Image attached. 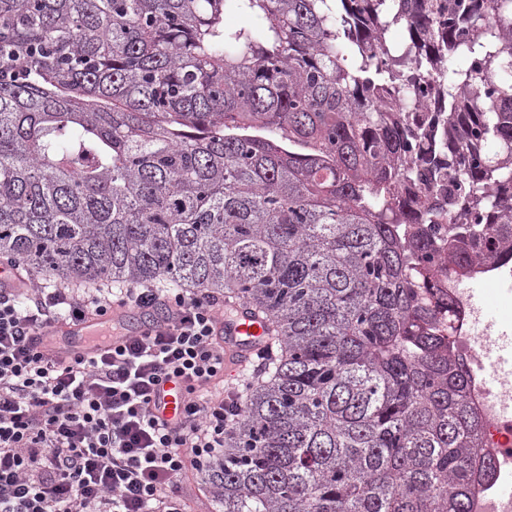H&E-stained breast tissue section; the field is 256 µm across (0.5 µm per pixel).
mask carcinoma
<instances>
[{"label": "carcinoma", "mask_w": 512, "mask_h": 512, "mask_svg": "<svg viewBox=\"0 0 512 512\" xmlns=\"http://www.w3.org/2000/svg\"><path fill=\"white\" fill-rule=\"evenodd\" d=\"M506 184L512 0H0V256L269 317L217 512H471L437 280L512 255Z\"/></svg>", "instance_id": "cac0c4a2"}]
</instances>
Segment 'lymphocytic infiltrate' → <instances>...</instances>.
<instances>
[{
	"instance_id": "1",
	"label": "lymphocytic infiltrate",
	"mask_w": 512,
	"mask_h": 512,
	"mask_svg": "<svg viewBox=\"0 0 512 512\" xmlns=\"http://www.w3.org/2000/svg\"><path fill=\"white\" fill-rule=\"evenodd\" d=\"M129 306L163 327L89 358L34 342ZM217 316L214 298L177 288L0 285V512H186L180 480L223 455L244 396L222 386ZM163 379L182 393L171 420L152 408Z\"/></svg>"
}]
</instances>
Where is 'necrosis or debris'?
<instances>
[{
	"label": "necrosis or debris",
	"instance_id": "obj_1",
	"mask_svg": "<svg viewBox=\"0 0 512 512\" xmlns=\"http://www.w3.org/2000/svg\"><path fill=\"white\" fill-rule=\"evenodd\" d=\"M492 282L498 286L499 301L512 308V258L474 263L466 278L455 276L443 287L456 311V333L450 349L466 361L470 369V401L481 420L483 452L494 465L488 474L477 476L471 491V512H512V498L500 495L499 484L507 472L503 457H512V372L503 373L494 388L483 381L482 336H512V324L486 318L475 308L462 280Z\"/></svg>",
	"mask_w": 512,
	"mask_h": 512
}]
</instances>
